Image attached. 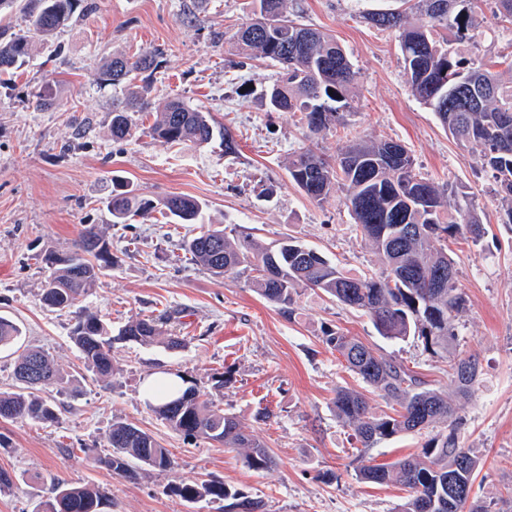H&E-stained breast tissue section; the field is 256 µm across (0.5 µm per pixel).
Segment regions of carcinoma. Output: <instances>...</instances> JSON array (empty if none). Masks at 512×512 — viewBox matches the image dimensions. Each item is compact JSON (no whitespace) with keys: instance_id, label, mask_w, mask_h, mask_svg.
Returning a JSON list of instances; mask_svg holds the SVG:
<instances>
[{"instance_id":"cac0c4a2","label":"carcinoma","mask_w":512,"mask_h":512,"mask_svg":"<svg viewBox=\"0 0 512 512\" xmlns=\"http://www.w3.org/2000/svg\"><path fill=\"white\" fill-rule=\"evenodd\" d=\"M92 10L94 0H25L20 6L26 26L16 32L0 31V76L14 75L30 57L34 35L50 41L73 22L78 2ZM409 12L384 23L382 13H370L372 25L399 33L404 70L413 94L430 106L444 128L463 147L480 148L482 167L496 186L512 224V86H503L499 75L482 62L466 58L463 46L478 48L474 7L478 0H455L449 14L430 13L432 0H406ZM257 16L233 35L245 58L271 60L280 77L266 94L271 112L300 114L307 140L330 127L346 126L350 94L357 80L346 52L336 40L288 15V0H256ZM159 53L142 50L131 57H116L105 64L100 80L108 85L126 84L122 106L112 109L114 141L131 137V113L148 104L150 85L136 84L137 75L160 66ZM55 83L47 81L34 95L35 108H58ZM215 126L210 114L179 99L157 113L151 131L166 143L202 146L212 141ZM288 175L309 198L320 202L340 185L346 189L345 205L361 233L382 261L379 273L353 275L329 262L321 253L291 237L274 247L264 246L238 225L210 227L184 242V251L213 275L235 279L250 271L253 287L267 301L293 315L296 290H320L340 304L370 317L379 335L388 339L409 336L433 355L448 358L455 372L452 348L457 340L455 317L464 307L455 262L436 244L462 238L474 245L485 235L484 225L467 194L451 184L439 185L422 176L405 145L393 140H349L329 161L311 146H303L289 160ZM112 223L124 224L147 217L160 208L178 224H193L202 203L174 196L159 201L137 196L127 185L112 179L106 200ZM51 274L42 292L43 303L65 310L77 305L112 265L106 236L95 225L85 227L77 249L50 252L44 257ZM169 317L142 318L127 323L122 339L153 344L165 340L170 349L186 346L184 336H162ZM22 331L0 317V347L11 346ZM72 340L88 369L102 377L112 375L110 328L96 315H77ZM323 341L343 358L346 367L382 396L399 405L394 413L372 411L366 397L339 390L336 416L351 427L363 448H374L399 434L418 432L438 421H448L454 410L448 397L432 389L419 376L393 359L375 354L359 340L339 329L328 328ZM17 389L0 392V420H57L54 404L41 396L65 384L54 362L37 349L23 352L15 366ZM171 409L161 404L155 414L187 438H204L226 448L245 449L244 461L252 469L274 464L262 442L245 433L236 418L195 389L177 396ZM111 451L95 463L129 479L133 458L149 470L173 468L168 449L150 434L123 421L112 423L107 436ZM478 461L457 446L454 435H436L411 458L386 467L364 465L359 479L378 485L400 484L409 489L399 512H487L485 506L456 497V489L472 488ZM174 492L186 502L209 498L223 501L224 512H263L262 501L245 496L222 480L179 483ZM101 492L89 484L59 482L52 496L40 503L39 512H104Z\"/></svg>"}]
</instances>
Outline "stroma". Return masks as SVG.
Wrapping results in <instances>:
<instances>
[{"instance_id": "1", "label": "stroma", "mask_w": 512, "mask_h": 512, "mask_svg": "<svg viewBox=\"0 0 512 512\" xmlns=\"http://www.w3.org/2000/svg\"><path fill=\"white\" fill-rule=\"evenodd\" d=\"M52 45L33 38L28 62L0 84V316L20 325L15 345L0 348V391L15 385L18 355L37 348L64 375V391L47 392L58 420L0 421V471L14 484L0 491V512H34L39 500L65 481L96 486L107 512H218L204 499L188 503L171 487L178 481L221 479L262 499L266 512H396L407 493L395 485L360 480L358 467L390 464L420 452L436 434H454L479 466L472 495L494 512H512V226L478 148L460 146L430 107L411 91L395 32L363 22L367 11L400 7V0H289L302 23L332 35L358 74L346 132L323 131L314 143L335 158L346 137L392 139L410 150L416 168L467 193L487 232L479 245L449 242L466 304L456 321V354L476 359L479 375L459 396L446 359L421 343L379 336L371 319L309 288L299 289L295 312L285 316L262 298L248 275L228 280L191 261L183 239L211 224H238L263 244L291 236L354 273H377L379 256L362 240L336 188L316 202L288 176V159L305 142L296 117L268 111L260 94L279 68L243 59L231 40L253 19L252 0H95ZM476 24L478 54L503 81L512 80V25L483 0ZM150 48L161 64L151 75L145 111L135 113L134 137L113 142L112 104L120 88L100 83L103 63L117 54ZM55 81L60 107L36 110L34 95ZM173 98L210 112L218 131L209 144L173 147L154 137L155 112ZM239 151L224 152L222 131ZM140 197L188 196L202 202L193 224H169L160 214L113 223L105 207L113 177ZM104 227L112 264L76 310L46 307L41 290L48 252L74 249L86 225ZM97 314L112 331L169 312L170 329L186 346L166 349L118 340L115 370L103 378L88 370L71 339L77 312ZM340 328L392 358L432 388L446 393L457 423L440 422L364 449L336 416L338 389L366 391L374 411L387 401L350 372L323 341ZM227 373L223 393L215 376ZM180 374L186 385L213 394L246 433L260 439L271 468H249L238 451L204 439L190 441L164 423L143 397L156 374ZM152 435L172 454L168 472H140L131 480L94 464L107 451L113 422Z\"/></svg>"}]
</instances>
